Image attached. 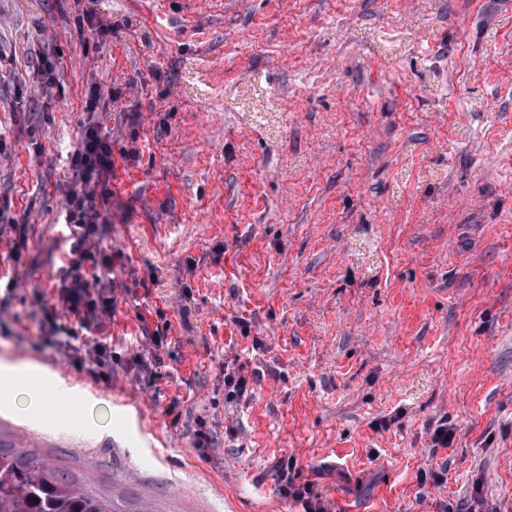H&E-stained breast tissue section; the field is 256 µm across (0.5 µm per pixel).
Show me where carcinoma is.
Masks as SVG:
<instances>
[{"mask_svg":"<svg viewBox=\"0 0 512 512\" xmlns=\"http://www.w3.org/2000/svg\"><path fill=\"white\" fill-rule=\"evenodd\" d=\"M0 512H115L71 471L0 447Z\"/></svg>","mask_w":512,"mask_h":512,"instance_id":"1","label":"carcinoma"}]
</instances>
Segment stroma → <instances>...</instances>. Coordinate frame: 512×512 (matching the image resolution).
Instances as JSON below:
<instances>
[{
  "label": "stroma",
  "mask_w": 512,
  "mask_h": 512,
  "mask_svg": "<svg viewBox=\"0 0 512 512\" xmlns=\"http://www.w3.org/2000/svg\"><path fill=\"white\" fill-rule=\"evenodd\" d=\"M93 89L137 152L107 378L46 319ZM0 277V364L76 394L0 441L121 512H299L287 463L327 512H512V0H0Z\"/></svg>",
  "instance_id": "stroma-1"
}]
</instances>
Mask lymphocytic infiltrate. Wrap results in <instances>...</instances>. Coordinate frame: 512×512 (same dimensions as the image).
<instances>
[{"instance_id": "obj_1", "label": "lymphocytic infiltrate", "mask_w": 512, "mask_h": 512, "mask_svg": "<svg viewBox=\"0 0 512 512\" xmlns=\"http://www.w3.org/2000/svg\"><path fill=\"white\" fill-rule=\"evenodd\" d=\"M129 156L126 149H115L110 133L98 122L85 126L69 156L75 183L67 192L59 224L66 250L57 268L56 303L86 331L112 308L104 291L113 285L112 269L121 254L101 250L97 239L100 227L108 223L102 212L112 195L115 160Z\"/></svg>"}]
</instances>
